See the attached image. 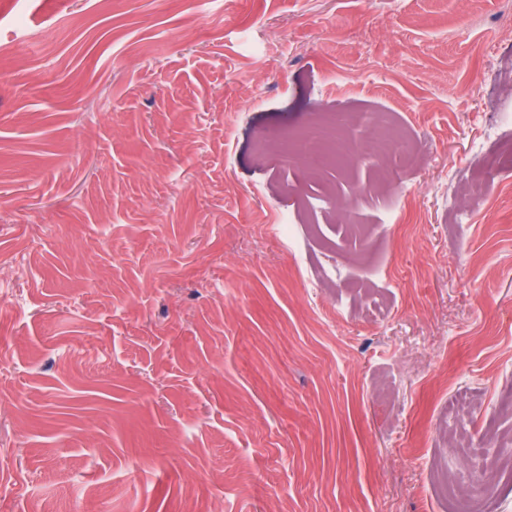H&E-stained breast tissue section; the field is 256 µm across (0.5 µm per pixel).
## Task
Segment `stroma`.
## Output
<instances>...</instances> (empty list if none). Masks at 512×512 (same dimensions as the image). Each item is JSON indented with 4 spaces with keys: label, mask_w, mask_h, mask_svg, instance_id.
Instances as JSON below:
<instances>
[{
    "label": "stroma",
    "mask_w": 512,
    "mask_h": 512,
    "mask_svg": "<svg viewBox=\"0 0 512 512\" xmlns=\"http://www.w3.org/2000/svg\"><path fill=\"white\" fill-rule=\"evenodd\" d=\"M323 110L421 144L328 174L358 250L256 150ZM509 110L512 0H7L0 512H444L449 397L512 433ZM373 122L370 131L363 137L362 152L377 161L378 175L365 184L363 191L371 195L378 187H385L395 192L402 179V168L414 151L411 142L396 134L392 129L390 115L382 112L372 113Z\"/></svg>",
    "instance_id": "1"
}]
</instances>
